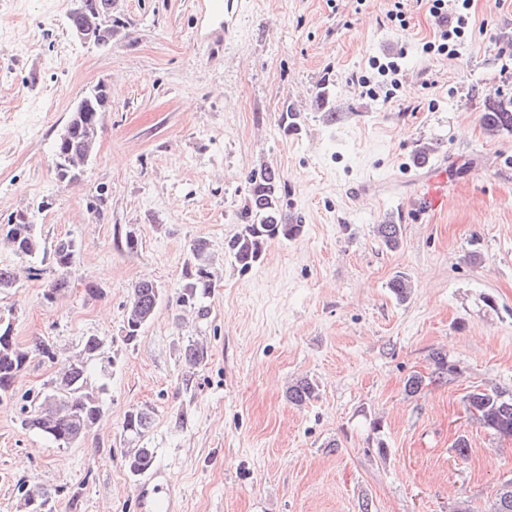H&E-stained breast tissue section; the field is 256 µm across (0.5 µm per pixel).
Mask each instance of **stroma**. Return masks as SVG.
<instances>
[{"mask_svg":"<svg viewBox=\"0 0 512 512\" xmlns=\"http://www.w3.org/2000/svg\"><path fill=\"white\" fill-rule=\"evenodd\" d=\"M392 4L244 0L217 53L195 26L197 0H115L125 26L107 50L72 35L71 0H0V225L23 213L46 241L81 246L52 303L51 266L33 278L0 246V267L18 274L0 312L13 310L21 345L43 337L67 355L100 336L113 361L100 425L68 448L18 422L20 394L54 365L32 360L17 380V399L0 403V512H19L23 482L53 491L54 512H139L145 479L128 472L121 426L143 404L171 512H492L512 441L477 424L464 399L512 393V134L480 123L486 96H512V0H471L447 57L423 50L437 31L425 0H403L402 23ZM393 57L397 88L373 67ZM326 80L333 124L315 105ZM102 82L95 156L80 181L59 182L55 139ZM289 105L300 119L286 134ZM264 165L304 228L242 273L224 243ZM438 171L447 203L414 210ZM391 217L395 249L374 232ZM199 238L220 278L201 318L177 304ZM399 275L413 284L404 301L389 287ZM143 279L162 298L128 344L123 306ZM194 339L208 359L189 371L182 349ZM437 351L458 368L442 384ZM415 373L426 383L410 396ZM302 377L317 395L297 407L286 388Z\"/></svg>","mask_w":512,"mask_h":512,"instance_id":"1","label":"stroma"}]
</instances>
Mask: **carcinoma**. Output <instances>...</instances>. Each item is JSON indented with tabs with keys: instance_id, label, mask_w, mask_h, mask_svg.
I'll return each instance as SVG.
<instances>
[{
	"instance_id": "1",
	"label": "carcinoma",
	"mask_w": 512,
	"mask_h": 512,
	"mask_svg": "<svg viewBox=\"0 0 512 512\" xmlns=\"http://www.w3.org/2000/svg\"><path fill=\"white\" fill-rule=\"evenodd\" d=\"M101 0H84V12L75 18V24L90 23L100 27L102 46H112V36L120 27L118 17H100ZM317 108L326 113L330 121L336 120L333 94L326 84L316 95ZM481 125L487 135L498 136L512 133V98L488 97ZM100 120L82 121L71 127L68 139L58 141L54 149L70 154L94 153L101 130ZM249 189L240 211L242 228L226 242L224 256L239 271L252 269L261 259L265 245L274 240H292L303 232L300 220H294L284 209L285 184L280 173L263 167L248 177ZM376 233L382 243L396 249L401 243L402 225L389 218L377 225ZM0 244L6 246L20 259L50 261L56 276L44 290L43 298L52 303L57 295L70 287V275L80 253L79 244L72 238H58L48 244L37 225L20 218L17 222L0 228ZM185 283L182 285L179 303L190 307L196 301L208 297L218 281L212 271L209 243L203 239L194 241L185 262ZM161 300V288L151 281L138 282L123 310L124 341L135 342L153 319ZM12 328L11 314L0 312V402L14 398L16 382L27 370L31 359L38 356L50 363L57 358L54 344L37 338L29 346H22L15 336H5ZM182 356L187 365L195 367L207 358L203 345L191 341ZM112 364L106 355V343L100 336L84 338L79 351L67 357L63 368L36 393H28L22 400L21 428L36 431L57 446L68 448L83 441L92 431L102 412L103 395L107 384L93 381L95 364ZM316 389L302 377L288 386V401L303 406L314 399ZM466 410L477 423L493 434L512 438V396L498 390H474L465 397ZM154 422V411L149 405L130 409L122 423L124 439L136 447L128 450L127 467L134 476L150 470L155 461L154 450L141 444ZM494 512H512V479L500 484L496 491Z\"/></svg>"
}]
</instances>
